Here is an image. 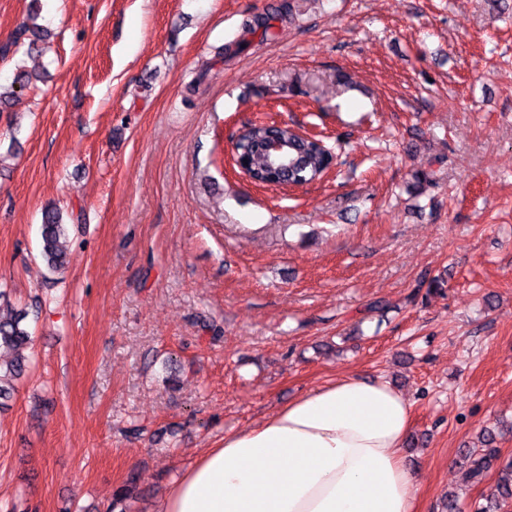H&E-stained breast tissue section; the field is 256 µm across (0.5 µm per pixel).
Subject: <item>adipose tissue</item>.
Listing matches in <instances>:
<instances>
[{"mask_svg": "<svg viewBox=\"0 0 512 512\" xmlns=\"http://www.w3.org/2000/svg\"><path fill=\"white\" fill-rule=\"evenodd\" d=\"M411 419L387 381L326 382L205 449L154 512H416Z\"/></svg>", "mask_w": 512, "mask_h": 512, "instance_id": "1", "label": "adipose tissue"}]
</instances>
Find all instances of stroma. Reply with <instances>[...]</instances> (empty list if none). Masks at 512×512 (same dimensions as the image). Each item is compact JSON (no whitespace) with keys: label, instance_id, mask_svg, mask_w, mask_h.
<instances>
[{"label":"stroma","instance_id":"1","mask_svg":"<svg viewBox=\"0 0 512 512\" xmlns=\"http://www.w3.org/2000/svg\"><path fill=\"white\" fill-rule=\"evenodd\" d=\"M277 6L265 32L246 16ZM53 37L17 46L32 7ZM0 286L35 364L0 402V512H150L198 453L345 374L412 405L417 512L483 430L512 459V13L489 0H0ZM267 119L341 144L284 192ZM428 173L417 183L415 172ZM72 212L63 281L41 209ZM439 279L440 293L427 291ZM266 133L267 123L265 122H258L248 125L240 136L237 145V152V141L234 144V152H236V164H241L256 183L266 187H271L274 185H280L282 182L281 179L277 177L273 171L269 170L267 166V160L260 150V143L265 137ZM244 160H247V163H244ZM245 175L248 176L247 174ZM252 179L250 180L253 181Z\"/></svg>","mask_w":512,"mask_h":512}]
</instances>
